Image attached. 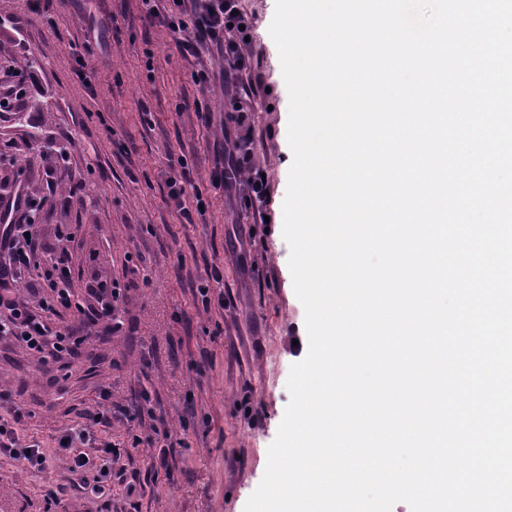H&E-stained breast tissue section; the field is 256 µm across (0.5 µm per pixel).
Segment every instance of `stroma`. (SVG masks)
I'll return each mask as SVG.
<instances>
[{
	"label": "stroma",
	"mask_w": 512,
	"mask_h": 512,
	"mask_svg": "<svg viewBox=\"0 0 512 512\" xmlns=\"http://www.w3.org/2000/svg\"><path fill=\"white\" fill-rule=\"evenodd\" d=\"M243 5L251 22L244 50L265 86L249 114L253 162L272 193L249 202L237 180L210 193L205 216L185 224L166 200L168 155L190 158L207 190L225 105L250 73L196 84L199 65L217 72L222 59L212 49L183 59L171 35L143 19L138 0H55L48 20L25 0H0V59H37L21 79L0 70L1 92L24 91L21 111H0V194L19 178L46 196L41 235L52 244L69 232L71 288L83 294L93 274L115 280L123 309L119 334L97 328L74 356L48 367L1 342L0 382L31 413L22 438L48 448L87 412L112 411L101 440L124 449L118 466L142 486L138 512H244L290 400V367L308 350L282 234L293 154L289 94L269 33L275 0ZM35 130L42 140L31 139ZM51 168L71 194L47 197ZM214 265L224 280L210 296L224 304L206 310L197 288ZM161 420L183 442L167 475L151 471V447L132 443ZM47 483L61 489L55 512H99L62 459L38 475L0 459V512H45Z\"/></svg>",
	"instance_id": "stroma-1"
}]
</instances>
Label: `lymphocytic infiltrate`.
I'll return each mask as SVG.
<instances>
[{
  "instance_id": "lymphocytic-infiltrate-1",
  "label": "lymphocytic infiltrate",
  "mask_w": 512,
  "mask_h": 512,
  "mask_svg": "<svg viewBox=\"0 0 512 512\" xmlns=\"http://www.w3.org/2000/svg\"><path fill=\"white\" fill-rule=\"evenodd\" d=\"M148 20L157 22L175 39L183 56H198L205 47L216 49L224 59L225 71L253 70L254 63L242 52L240 40L246 37L248 22L242 0H139ZM250 110L247 100H240L230 121L240 133L229 157H216L209 172V182L215 190L225 187V171L249 172L248 184L255 197L268 199L271 187L261 171L252 167L251 133L244 125ZM168 203L185 223H193L205 201L197 190L195 172L185 155L169 154ZM41 202L21 183L15 184L7 205L0 207V310L9 311L8 320H0V337L10 336L31 354H49L59 358L74 353L86 336L91 324L81 322L62 330L53 329L48 315L59 310L83 311V304L67 289L71 275L67 256H59L50 268H41L40 255L44 245L36 224V212ZM30 413L13 406L8 416L0 415V459L20 464L33 474L43 473L50 459H65L75 476V486L81 493L93 496L102 504L101 512H111L112 475L110 470L118 452L100 442L94 426L111 427L112 415L98 412L92 415V428L76 426L66 429L62 442L48 448L34 441L23 440L19 431Z\"/></svg>"
}]
</instances>
